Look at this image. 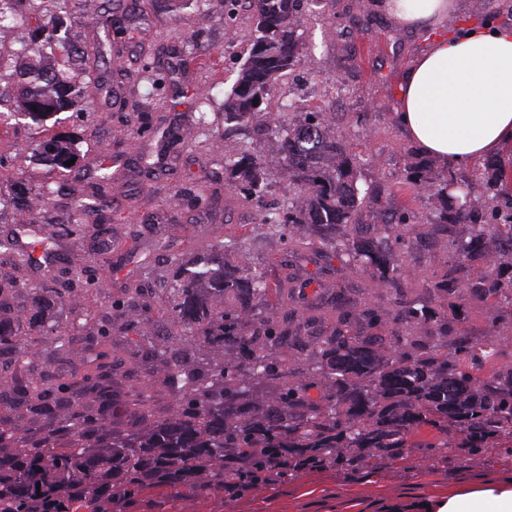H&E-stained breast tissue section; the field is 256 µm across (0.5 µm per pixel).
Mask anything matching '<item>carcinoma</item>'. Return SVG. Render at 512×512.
Returning <instances> with one entry per match:
<instances>
[{"instance_id":"cac0c4a2","label":"carcinoma","mask_w":512,"mask_h":512,"mask_svg":"<svg viewBox=\"0 0 512 512\" xmlns=\"http://www.w3.org/2000/svg\"><path fill=\"white\" fill-rule=\"evenodd\" d=\"M139 0H108L107 27L127 32ZM300 0H254L248 58L224 97V137L252 133L273 144L270 158L224 150V179L257 205L254 239H216L143 276L131 278L111 303L112 316L67 307L77 286L85 298L106 296L86 268L65 269L64 287L44 280L25 289L30 306L13 312L16 277H0V407L21 408L22 435L0 420V478L13 484L0 512H97L103 500L134 496L150 481L202 491L233 481H265L318 468L350 473L371 460L412 452L409 437L423 426L438 432L419 445L435 463L494 448L512 437V365L495 366L493 345L512 339V197L476 169L469 181L433 178L410 167L407 185L438 201L436 213L410 212L396 224H362L357 187L361 158L328 113L298 101L271 99V88L302 53L296 32ZM92 56L112 70V49L99 42L57 69L39 65L17 74L22 84L12 114L42 140L32 148L69 181L40 188L70 197L53 231L28 224L29 247L0 236V255L14 270L32 266V248L52 249L61 224L80 233L78 216L93 210L112 219V177L100 172L93 191L65 163L77 157L70 134H45V122L82 99L70 71ZM280 167L293 198L277 210L262 204L269 164ZM182 203L207 202L205 184H181ZM427 240L448 241V264L420 281L419 223ZM464 226L467 235L457 234ZM345 261L382 287L388 307L372 297L338 314L309 300L294 279L275 281L283 251ZM158 288L149 290L143 281ZM168 314L148 332L151 300ZM472 300L498 311L492 336L448 338V307ZM390 324L379 336L378 325ZM39 360L32 369L33 360Z\"/></svg>"}]
</instances>
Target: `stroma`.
I'll return each mask as SVG.
<instances>
[{
	"label": "stroma",
	"instance_id": "1",
	"mask_svg": "<svg viewBox=\"0 0 512 512\" xmlns=\"http://www.w3.org/2000/svg\"><path fill=\"white\" fill-rule=\"evenodd\" d=\"M103 0H77L67 16L70 45L46 44L44 63L65 56L67 48L92 43L103 34ZM375 0H301L296 16L304 43L300 61L282 82L277 95L306 100L328 112L355 150L366 158L361 186L376 185L379 201L365 204L366 224L392 222L403 211H425L426 200L413 199L403 178L420 155L406 139L397 120L401 86L413 61L427 51L432 31L399 26L376 10ZM57 15L54 0H34L22 23L0 28V102L13 105L15 70L24 66L28 34ZM495 23L512 26V0H458L448 19L447 31L459 33L469 25ZM251 13L238 5L216 0L209 15L191 9H173L170 0H141L129 34L112 60L111 74H98L87 66L78 82L90 110L74 107L60 113L55 132L76 133L77 168L92 172L107 164L112 172V221L101 224L95 212L82 215L93 225L88 235L58 241L59 265L88 266L102 282L108 296H116L123 279L109 273L97 240L106 238L123 255L128 268L143 259L150 243L167 241V257L201 245L218 236L246 239L252 235V209L224 199V179L217 170L225 145L265 155L268 143L257 137L224 136V96L235 83L247 57L244 33L251 30ZM198 44L196 53L185 51L187 39ZM166 66L165 80L153 84L141 66L144 59ZM210 99L198 104V88ZM27 133L18 125L0 127V232L19 224H41L65 212L69 199L47 200L37 186L56 184L54 173L32 158H21ZM150 156L155 174L145 177L142 156ZM205 181L209 204L182 205L177 197L179 180ZM35 189L23 208L8 197L16 182ZM59 265L32 267L31 272L52 279ZM280 276L300 277L315 286L329 304L350 305L358 291L367 288L356 269L335 272L322 264L284 253ZM512 457L476 455L466 464H437L420 452L393 466L363 469L353 474L310 469L293 477L261 482L243 490L200 491L185 486H147L134 497L113 505L112 512H359L368 502L386 504L405 487H417L428 498L463 489L464 479L494 472H511Z\"/></svg>",
	"mask_w": 512,
	"mask_h": 512
}]
</instances>
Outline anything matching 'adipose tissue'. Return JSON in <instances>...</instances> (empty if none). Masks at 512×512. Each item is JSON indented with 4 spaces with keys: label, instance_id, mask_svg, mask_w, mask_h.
I'll use <instances>...</instances> for the list:
<instances>
[{
    "label": "adipose tissue",
    "instance_id": "ef3b65f1",
    "mask_svg": "<svg viewBox=\"0 0 512 512\" xmlns=\"http://www.w3.org/2000/svg\"><path fill=\"white\" fill-rule=\"evenodd\" d=\"M405 28L447 22L457 0H379ZM399 121L421 155L450 167L512 153V27L490 24L456 37H441L404 78ZM464 495L423 500L403 491L413 512H512V473L474 477Z\"/></svg>",
    "mask_w": 512,
    "mask_h": 512
}]
</instances>
